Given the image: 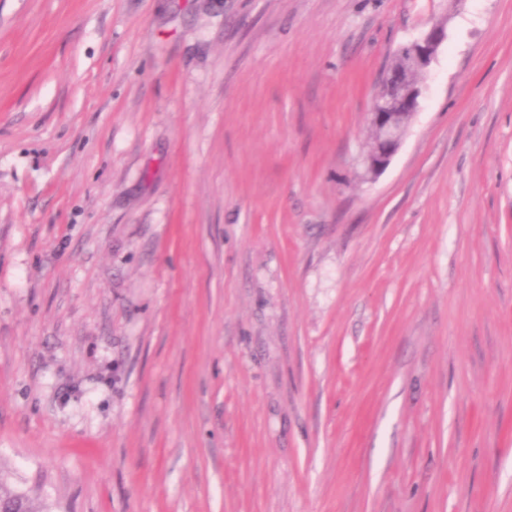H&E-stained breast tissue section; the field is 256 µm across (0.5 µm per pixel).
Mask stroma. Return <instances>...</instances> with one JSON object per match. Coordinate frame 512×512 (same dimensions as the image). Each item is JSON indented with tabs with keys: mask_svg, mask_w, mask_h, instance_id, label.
I'll return each mask as SVG.
<instances>
[{
	"mask_svg": "<svg viewBox=\"0 0 512 512\" xmlns=\"http://www.w3.org/2000/svg\"><path fill=\"white\" fill-rule=\"evenodd\" d=\"M0 479L40 512H512V0H0ZM447 37L442 24L433 25L419 37L402 45L399 50L407 61V69L385 72L381 85L386 94L377 97L373 112H370L372 147L376 148L361 158V165L367 175L376 177L390 164L400 148L403 135L411 118L420 106L421 91L418 85H412L407 75L410 71L421 72L435 59L440 46ZM409 115L407 125L398 122L403 115Z\"/></svg>",
	"mask_w": 512,
	"mask_h": 512,
	"instance_id": "35a3bbf8",
	"label": "stroma"
}]
</instances>
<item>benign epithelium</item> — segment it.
<instances>
[{"instance_id": "obj_1", "label": "benign epithelium", "mask_w": 512, "mask_h": 512, "mask_svg": "<svg viewBox=\"0 0 512 512\" xmlns=\"http://www.w3.org/2000/svg\"><path fill=\"white\" fill-rule=\"evenodd\" d=\"M445 38L444 26L433 25L400 47L407 68L384 74L381 85L385 86L386 94L375 99L373 112L370 113V123L378 132L377 146L361 158L366 174L376 177L382 173L400 148L406 126L399 123L398 119L406 114L414 116L421 97L419 86L409 83L408 74L411 71L420 72L429 66Z\"/></svg>"}]
</instances>
